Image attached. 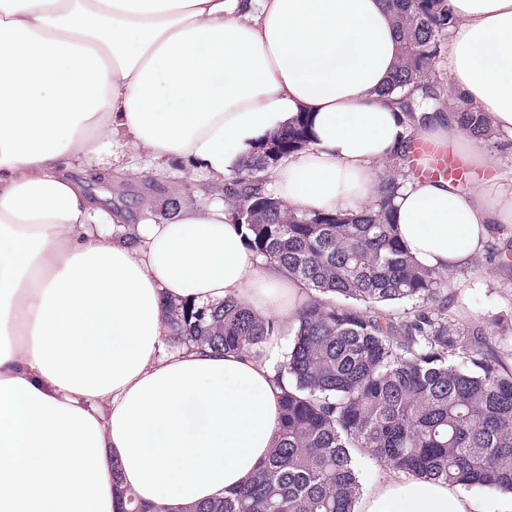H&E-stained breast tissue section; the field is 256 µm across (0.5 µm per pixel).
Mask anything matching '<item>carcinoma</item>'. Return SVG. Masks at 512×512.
<instances>
[{
    "instance_id": "carcinoma-1",
    "label": "carcinoma",
    "mask_w": 512,
    "mask_h": 512,
    "mask_svg": "<svg viewBox=\"0 0 512 512\" xmlns=\"http://www.w3.org/2000/svg\"><path fill=\"white\" fill-rule=\"evenodd\" d=\"M386 2L401 39L388 92H401L414 130L446 106L435 65L457 18L449 0ZM457 112L476 139L495 137L482 113ZM311 140L304 115L265 134L229 180L247 249L310 295L276 365L289 379L278 448L248 485L191 512H354L358 449L391 472L512 491V368L491 326L450 319L444 275L405 252L392 223L405 179L388 174L359 213L287 212L265 189L281 159ZM170 326L175 344L226 352L257 351L283 332L233 298L176 307Z\"/></svg>"
}]
</instances>
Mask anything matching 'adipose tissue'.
<instances>
[{"label": "adipose tissue", "instance_id": "obj_1", "mask_svg": "<svg viewBox=\"0 0 512 512\" xmlns=\"http://www.w3.org/2000/svg\"><path fill=\"white\" fill-rule=\"evenodd\" d=\"M448 110L421 128L477 169L408 176L401 240L450 274L512 223V171L460 124L512 137V0H450ZM399 40L383 0H0V512H120L129 488L186 512L247 482L277 446L278 337L259 355L173 345L169 309L243 301L291 321L300 281L253 255L224 180L308 115L311 144L267 188L286 207L358 212L409 121L384 91ZM184 161L214 200L131 224L71 173ZM356 512H485L461 486L388 476Z\"/></svg>", "mask_w": 512, "mask_h": 512}]
</instances>
